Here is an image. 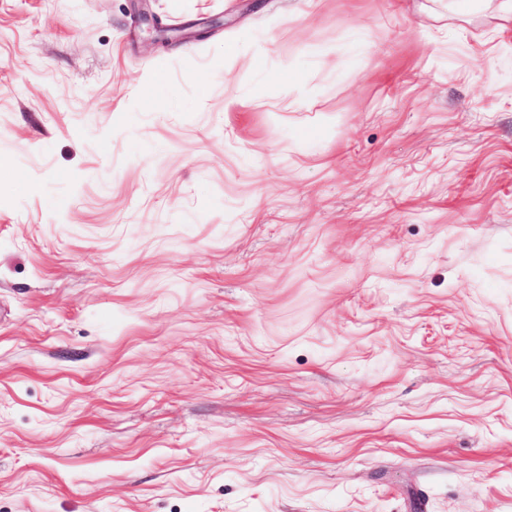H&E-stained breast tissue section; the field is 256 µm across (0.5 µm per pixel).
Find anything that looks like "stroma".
I'll return each instance as SVG.
<instances>
[{"instance_id":"1","label":"stroma","mask_w":512,"mask_h":512,"mask_svg":"<svg viewBox=\"0 0 512 512\" xmlns=\"http://www.w3.org/2000/svg\"><path fill=\"white\" fill-rule=\"evenodd\" d=\"M0 512H512V20L0 0Z\"/></svg>"}]
</instances>
